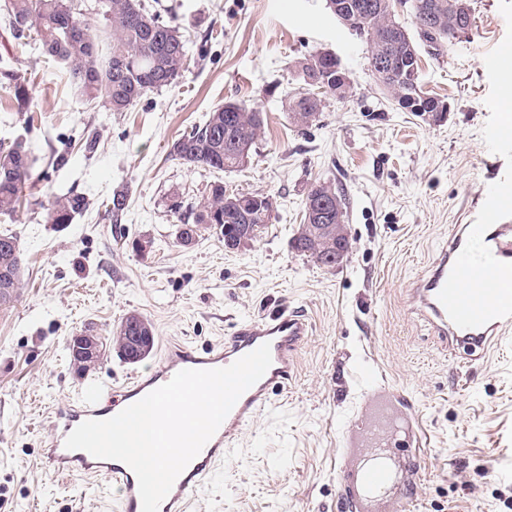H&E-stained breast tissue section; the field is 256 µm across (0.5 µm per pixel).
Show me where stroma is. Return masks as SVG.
Listing matches in <instances>:
<instances>
[{
  "instance_id": "obj_1",
  "label": "stroma",
  "mask_w": 512,
  "mask_h": 512,
  "mask_svg": "<svg viewBox=\"0 0 512 512\" xmlns=\"http://www.w3.org/2000/svg\"><path fill=\"white\" fill-rule=\"evenodd\" d=\"M144 2L175 19L187 68L124 112L87 102L40 48L0 31V60L31 84L25 113L0 89V140L26 139L36 172H47L35 199L73 191L89 201L69 224L44 223L35 209L0 215V233L17 234L24 250L20 298L0 309V512H115L96 480L42 462L55 406L85 383L117 388L148 372L169 344L201 348L285 309L312 325L287 403L245 430L189 512H353L339 461L381 388L411 420L394 489L402 512H512V334L475 360L450 354L411 295L453 227L485 218L484 186L512 184L492 72L512 49V0H471L469 34L442 56L422 54L423 90L450 104L434 123L397 106L326 0ZM316 50L339 58L353 94L327 98L300 129L282 101L306 92L295 63ZM227 101L259 108L264 130L248 165L221 178L271 196L272 220L239 251L213 232L184 247L176 228L214 176L169 150ZM318 181L345 199L349 246L335 269L292 246ZM120 190L127 206L115 222L105 210ZM132 312L153 325L150 355L132 363L113 348L78 376L70 338L109 336ZM365 368L375 380L360 379Z\"/></svg>"
}]
</instances>
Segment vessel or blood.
Segmentation results:
<instances>
[{
	"instance_id": "b4317fda",
	"label": "vessel or blood",
	"mask_w": 512,
	"mask_h": 512,
	"mask_svg": "<svg viewBox=\"0 0 512 512\" xmlns=\"http://www.w3.org/2000/svg\"><path fill=\"white\" fill-rule=\"evenodd\" d=\"M485 193L490 199L485 220L456 225L447 246L413 289L420 312L442 345L449 352L463 350L471 356L500 343L512 330V224L506 220L512 214V189L489 185ZM308 334L304 316L283 311L270 318L241 321L224 341L202 351L184 344L170 346L150 373L132 374L117 389L87 386L78 400L56 408L43 459L60 476H93L117 490V512H142L138 480L131 468L67 449L68 434L86 420L111 418L181 370L224 368L269 344L270 368L241 395L159 507V512H188L189 501L222 466L243 428L272 405L275 395L287 391L297 352ZM382 417L379 410L364 413L359 429L365 445L346 475V497L358 510L382 500L391 489L386 459L395 440L380 437Z\"/></svg>"
}]
</instances>
